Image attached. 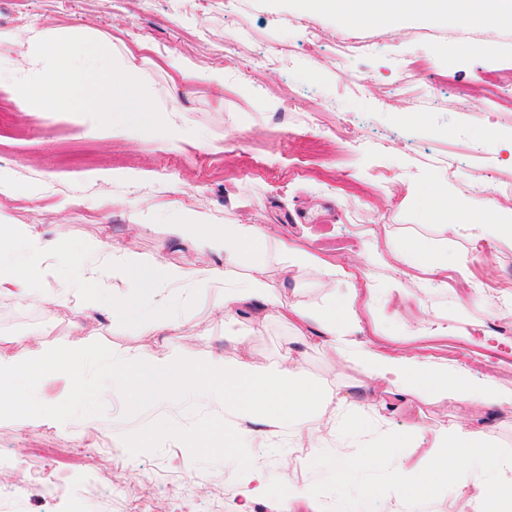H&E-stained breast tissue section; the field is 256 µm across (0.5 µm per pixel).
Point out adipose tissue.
<instances>
[{
  "label": "adipose tissue",
  "instance_id": "obj_1",
  "mask_svg": "<svg viewBox=\"0 0 512 512\" xmlns=\"http://www.w3.org/2000/svg\"><path fill=\"white\" fill-rule=\"evenodd\" d=\"M303 14H325L350 25L392 26L403 18L428 15L451 17L467 25L488 29L512 26V0H292ZM480 233L512 240V208L487 200L472 217ZM172 243L192 242L213 258L205 267L172 265L161 257L144 258L126 245L99 241L86 246L80 264L67 270L56 287H41V279L63 267L64 235L59 230L42 232L30 225L0 224V297L19 302L39 301L71 306L82 312L96 311L111 324L138 328L157 336L179 326L174 308L150 306L149 301L168 288L190 286L213 293L214 309L231 314L250 308L257 320L275 316L296 330L317 325L332 353H339L345 336L358 327L355 296L342 303H328L311 310L288 303L280 284L267 280L266 265L281 270L304 268L324 275L326 264L315 254L288 247L266 229L253 224H207L196 214L177 213L169 225ZM258 251L262 266L246 278L228 283L227 268L236 258ZM64 268V267H63ZM111 287H102L103 279ZM234 353L217 354L204 362L183 360L177 355L157 356L141 348L103 352L92 340L76 337L64 354L36 346L30 357L21 359L0 351V413L20 420L53 422L55 406L46 395L60 372L70 373L73 393H82L77 371L94 362L103 378L125 389L134 404L223 400L225 409L255 414L272 428L285 425L299 435L313 438L326 423L329 413L346 412V430H355L366 406L353 394L308 382L300 368V351L288 348L270 368L256 364L246 339L232 340ZM349 363L385 381L399 396L423 391L448 400H464L478 408L512 412V395L494 392L473 376L444 367H430L416 357L399 354L386 344L377 352L352 355ZM485 501L488 512H512V483L481 479L462 486L457 512H467L472 500Z\"/></svg>",
  "mask_w": 512,
  "mask_h": 512
}]
</instances>
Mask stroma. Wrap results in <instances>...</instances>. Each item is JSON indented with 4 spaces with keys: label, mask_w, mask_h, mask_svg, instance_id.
Wrapping results in <instances>:
<instances>
[{
    "label": "stroma",
    "mask_w": 512,
    "mask_h": 512,
    "mask_svg": "<svg viewBox=\"0 0 512 512\" xmlns=\"http://www.w3.org/2000/svg\"><path fill=\"white\" fill-rule=\"evenodd\" d=\"M56 27L111 42L188 136L114 137L91 117L20 103L12 81L22 72L6 37ZM308 28L317 31V45L308 44ZM340 35L351 38L348 48L337 46ZM482 44L487 52H479ZM170 54L202 70L224 67L223 86L173 85L163 64ZM263 56L273 64L250 69ZM493 74L512 97V27L474 29L428 16L393 28L354 27L296 13L286 0H0V98L26 130H0V169L42 188L33 198L0 197V222L64 226L76 253L107 240L194 266L210 256L173 247L166 225L142 224L135 203L272 229L336 269L321 278L293 270L288 302L318 308L332 296L345 300L350 289H372V299L357 301L361 328L348 337L349 351L378 347L380 328L403 335V351L418 361L484 377L511 394L512 363L497 343L512 336V243L482 237L469 222L489 196L486 174L512 184L506 153L479 134L490 126L512 135V111L487 92ZM99 170L113 179H92ZM434 176L455 199L458 226L419 215L414 190ZM65 196L77 205L57 211ZM415 238L441 246L437 272L388 257V249ZM178 319L175 331L143 336L109 327L99 313L2 297L0 349L28 357L38 340L61 353L82 334L105 349L142 347L201 362L223 353L229 335L247 338L254 358L272 365L297 339L288 323L257 322L246 308L206 320L185 302ZM302 352L316 385L348 392L366 382L319 340ZM81 375L93 386L88 398L72 397L63 380L47 390L66 430L0 414V456L9 461L0 467V512H137L144 503L153 512H279V489L307 491L325 475L310 466L316 449L291 428L240 416L254 440L235 448L223 406L134 410L95 368ZM384 416L375 433L416 422L430 440L462 425L512 448L511 413H483L464 401L416 396ZM242 460L265 480L263 496L248 498Z\"/></svg>",
    "instance_id": "stroma-1"
}]
</instances>
